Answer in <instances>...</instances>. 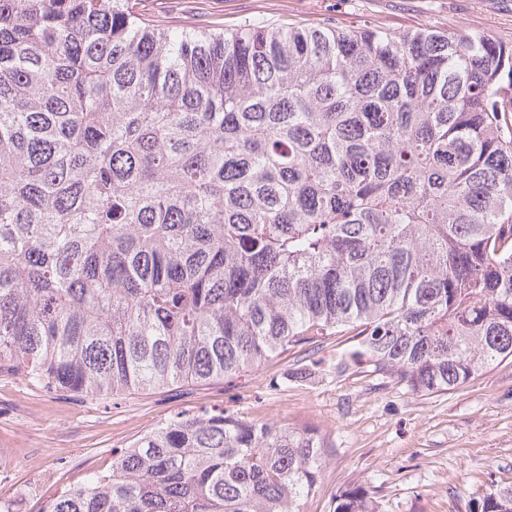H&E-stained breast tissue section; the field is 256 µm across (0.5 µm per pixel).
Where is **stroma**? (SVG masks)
<instances>
[{
	"instance_id": "obj_1",
	"label": "stroma",
	"mask_w": 512,
	"mask_h": 512,
	"mask_svg": "<svg viewBox=\"0 0 512 512\" xmlns=\"http://www.w3.org/2000/svg\"><path fill=\"white\" fill-rule=\"evenodd\" d=\"M174 28L230 32L255 20L307 26L424 25L478 30L512 44V0H145ZM344 337L299 345L233 380L174 385L108 399L49 393L0 377V500L37 512L39 500L108 470L112 451L180 413L221 410L310 425L325 439L321 489L305 512H331L338 488L362 482L381 512H473L491 486H512V362L464 387L421 397L354 363Z\"/></svg>"
}]
</instances>
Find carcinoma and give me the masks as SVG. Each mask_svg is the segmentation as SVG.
Here are the masks:
<instances>
[{
    "label": "carcinoma",
    "instance_id": "carcinoma-1",
    "mask_svg": "<svg viewBox=\"0 0 512 512\" xmlns=\"http://www.w3.org/2000/svg\"><path fill=\"white\" fill-rule=\"evenodd\" d=\"M339 328L423 396L512 361V46L0 0V376L203 385ZM322 448L184 413L38 512H305ZM331 512L379 506L353 483Z\"/></svg>",
    "mask_w": 512,
    "mask_h": 512
}]
</instances>
